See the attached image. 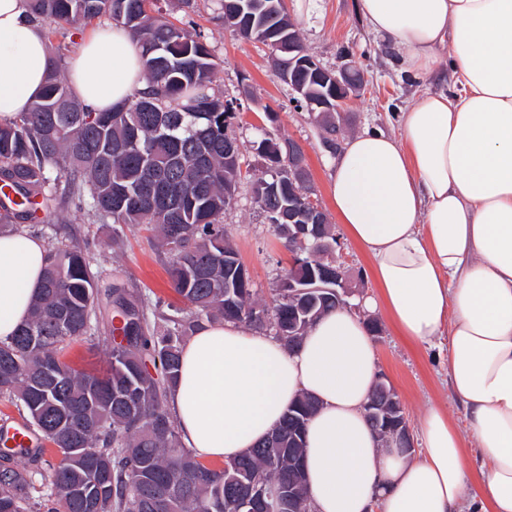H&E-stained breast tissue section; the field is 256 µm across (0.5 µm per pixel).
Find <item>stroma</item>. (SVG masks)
Wrapping results in <instances>:
<instances>
[{
  "instance_id": "obj_1",
  "label": "stroma",
  "mask_w": 512,
  "mask_h": 512,
  "mask_svg": "<svg viewBox=\"0 0 512 512\" xmlns=\"http://www.w3.org/2000/svg\"><path fill=\"white\" fill-rule=\"evenodd\" d=\"M286 9L307 51L322 66L335 69L349 59L360 66L366 90L339 116L341 138L367 129L398 134L395 112L420 92L447 85L442 78L417 77L404 71L397 51L358 16L355 0H318L316 11L310 14L299 10L297 0H286ZM155 14L179 25L191 24L204 33L218 63L212 82L215 94L243 103L242 118L231 133L241 145L244 172L223 225L250 274L257 298L271 301L279 276L291 264V255L259 213L253 181L262 168L253 143L268 135L304 147L316 198L332 225L337 222L331 197L337 153L325 147L324 130L311 112L296 105L291 88L278 79L269 51L226 27L213 0H196L191 10L181 9L178 0H157ZM27 230L47 242L63 238L78 243L97 276L92 334L65 350L66 362L76 371L101 373L108 367L112 333L105 292L113 280L124 281L148 301L164 306L183 304L170 284L153 232L142 226H123L124 244L117 248L112 244L111 225L89 223L84 213L71 207L53 217L51 224H31ZM341 242L343 262L349 269L348 306L360 313L365 311V300L379 296L372 261L349 236H342ZM369 314L379 326L373 337L379 369L396 392L412 434H419L429 408H440L456 429L472 471H479L485 461L473 444L464 410L450 390L446 353L405 336L383 308Z\"/></svg>"
}]
</instances>
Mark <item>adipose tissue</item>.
<instances>
[{"label": "adipose tissue", "mask_w": 512, "mask_h": 512, "mask_svg": "<svg viewBox=\"0 0 512 512\" xmlns=\"http://www.w3.org/2000/svg\"><path fill=\"white\" fill-rule=\"evenodd\" d=\"M369 28L415 75L450 74L398 114V135L366 130L335 162L332 199L374 260L381 299L401 330L448 345V382L489 466L472 488L460 438L438 409L410 457L381 448L364 416L379 377L367 322L321 315L300 346L209 322L182 348L167 398L183 447L229 460L276 428L301 395L319 402L305 465L314 512H512V0H357ZM49 54L25 0H0V119L41 96ZM72 94L106 112L148 89L142 49L121 27L83 39ZM47 246L0 236V340L30 317Z\"/></svg>", "instance_id": "1"}]
</instances>
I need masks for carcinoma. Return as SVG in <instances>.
<instances>
[{
  "instance_id": "obj_1",
  "label": "carcinoma",
  "mask_w": 512,
  "mask_h": 512,
  "mask_svg": "<svg viewBox=\"0 0 512 512\" xmlns=\"http://www.w3.org/2000/svg\"><path fill=\"white\" fill-rule=\"evenodd\" d=\"M215 0L242 37L274 49L288 40L278 0ZM32 19L75 27L107 19L142 48L149 92L91 112L61 78L65 54L50 58L43 95L26 112L0 122V232L40 223L70 205L93 224H142L155 232L172 287L186 307L148 315L149 303L112 282V351L105 374L78 373L62 358L65 344L91 331L95 273L74 244L48 249L30 319L0 341V394L19 402L30 425L67 460L49 466L47 512H237L251 486L271 497L246 512H276L296 499L309 512L305 426L317 403L300 396L280 427L248 453L207 466L182 447L167 411L184 340L203 322L227 321L272 333L297 347L320 315L336 307L322 292L288 294L282 281L271 303L255 298L251 280L224 233V211L241 179L239 154L225 151L235 100L210 92L216 68L201 33L152 15L153 0H27ZM283 83L305 85L312 99L332 88L297 71ZM256 201L280 233L288 173L257 179ZM301 282L334 264L295 236L285 238ZM54 372L48 373V365ZM43 448L0 452V512H31V489Z\"/></svg>"
}]
</instances>
